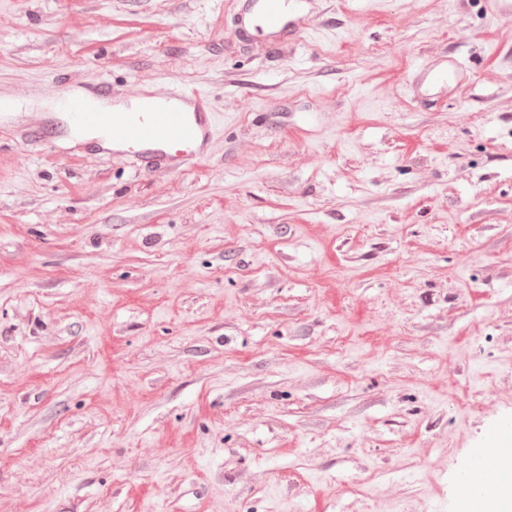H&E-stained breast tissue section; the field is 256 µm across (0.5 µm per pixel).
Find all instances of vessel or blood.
Returning a JSON list of instances; mask_svg holds the SVG:
<instances>
[{"instance_id": "vessel-or-blood-1", "label": "vessel or blood", "mask_w": 512, "mask_h": 512, "mask_svg": "<svg viewBox=\"0 0 512 512\" xmlns=\"http://www.w3.org/2000/svg\"><path fill=\"white\" fill-rule=\"evenodd\" d=\"M248 4L257 32L276 37L305 25L303 18L290 16L289 0H248ZM109 93L108 85L102 82L93 96L74 95L64 101L71 136L87 129L100 131L119 145L120 155L133 158L144 171H178L206 159L213 114L202 94L183 90L153 96L136 111L113 112L101 104ZM492 444L494 456H476L463 475L465 491L456 502V512H483L488 494L512 480V471L500 465L501 460L512 458V426L498 431Z\"/></svg>"}]
</instances>
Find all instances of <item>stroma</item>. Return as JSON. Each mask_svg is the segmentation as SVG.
Instances as JSON below:
<instances>
[{"mask_svg": "<svg viewBox=\"0 0 512 512\" xmlns=\"http://www.w3.org/2000/svg\"><path fill=\"white\" fill-rule=\"evenodd\" d=\"M244 3L0 0V512H455L512 422V17ZM102 81L206 160L36 138ZM288 0H248L254 13V30L276 37L305 27L303 18L289 16Z\"/></svg>", "mask_w": 512, "mask_h": 512, "instance_id": "stroma-1", "label": "stroma"}]
</instances>
